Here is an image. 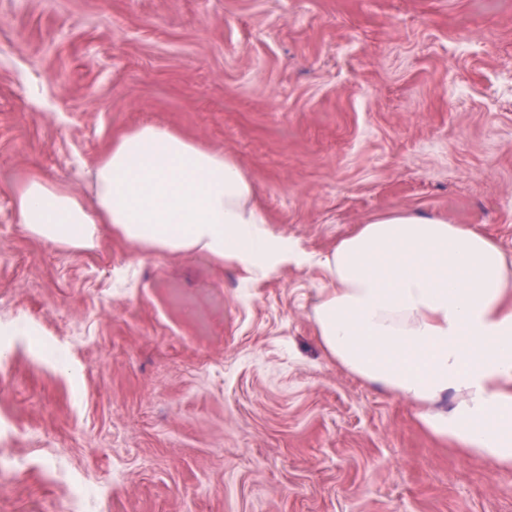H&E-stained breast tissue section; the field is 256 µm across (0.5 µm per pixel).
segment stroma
I'll return each instance as SVG.
<instances>
[{
  "instance_id": "1",
  "label": "stroma",
  "mask_w": 512,
  "mask_h": 512,
  "mask_svg": "<svg viewBox=\"0 0 512 512\" xmlns=\"http://www.w3.org/2000/svg\"><path fill=\"white\" fill-rule=\"evenodd\" d=\"M145 124L231 156L312 256L407 211L512 262V0H0V512H512V472L325 354L316 266L17 223L20 179L92 202Z\"/></svg>"
}]
</instances>
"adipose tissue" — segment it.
Listing matches in <instances>:
<instances>
[{
	"mask_svg": "<svg viewBox=\"0 0 512 512\" xmlns=\"http://www.w3.org/2000/svg\"><path fill=\"white\" fill-rule=\"evenodd\" d=\"M95 181L88 207L27 175L14 188L18 223L77 248L94 247L108 224L138 253L199 252L261 276L307 258L270 231L232 158L171 128L113 140ZM315 264L328 284L314 308L326 355L412 404L436 437L511 471L512 265L498 244L464 224L394 212Z\"/></svg>",
	"mask_w": 512,
	"mask_h": 512,
	"instance_id": "1",
	"label": "adipose tissue"
}]
</instances>
